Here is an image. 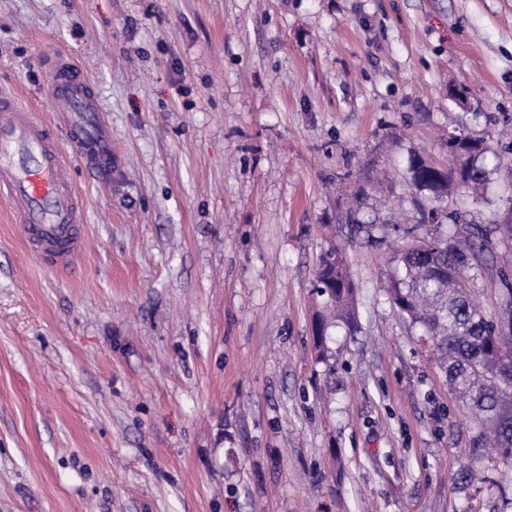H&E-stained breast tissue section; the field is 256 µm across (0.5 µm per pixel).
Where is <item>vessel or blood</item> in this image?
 <instances>
[{
	"label": "vessel or blood",
	"instance_id": "vessel-or-blood-1",
	"mask_svg": "<svg viewBox=\"0 0 512 512\" xmlns=\"http://www.w3.org/2000/svg\"><path fill=\"white\" fill-rule=\"evenodd\" d=\"M47 92L64 114L58 138L13 93L0 92V195L29 249L47 266L72 269L84 249L83 215L70 179L72 159L112 171V133L83 71L67 58L49 61Z\"/></svg>",
	"mask_w": 512,
	"mask_h": 512
}]
</instances>
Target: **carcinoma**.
Instances as JSON below:
<instances>
[{"label": "carcinoma", "mask_w": 512, "mask_h": 512, "mask_svg": "<svg viewBox=\"0 0 512 512\" xmlns=\"http://www.w3.org/2000/svg\"><path fill=\"white\" fill-rule=\"evenodd\" d=\"M442 148L448 152L447 165L414 153L407 173L417 191L428 192L427 204L418 205L420 216L439 209L443 223L454 225L455 231L447 238L417 240L397 255L389 274V300L421 328L422 335L432 338L449 388L472 413L471 453L482 454L490 443L500 456L512 457V386L497 388L486 379L503 359H512L505 342V332H512V318L508 329L501 328L498 317L474 298L471 283L484 271L474 241L476 229L460 226L459 213L448 204L460 186L477 194L487 189L491 171L481 158L489 146L485 139L455 129L448 132ZM341 255L340 248L332 247L319 265L318 293L325 297V312L313 331L320 348L335 322L350 328L357 324L354 288Z\"/></svg>", "instance_id": "cac0c4a2"}]
</instances>
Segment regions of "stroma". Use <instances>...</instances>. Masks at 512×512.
<instances>
[{
	"instance_id": "obj_1",
	"label": "stroma",
	"mask_w": 512,
	"mask_h": 512,
	"mask_svg": "<svg viewBox=\"0 0 512 512\" xmlns=\"http://www.w3.org/2000/svg\"><path fill=\"white\" fill-rule=\"evenodd\" d=\"M87 75L112 176L72 162L85 250L26 248L0 202V512H503L512 467L393 307L410 153L486 137L487 311L512 274V0H0V89L57 124ZM360 316L319 354L321 256Z\"/></svg>"
}]
</instances>
